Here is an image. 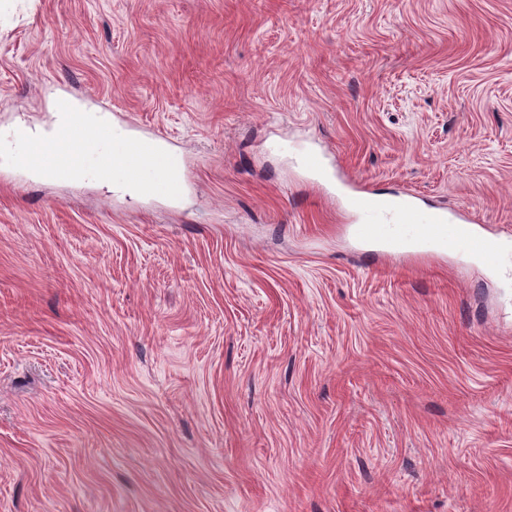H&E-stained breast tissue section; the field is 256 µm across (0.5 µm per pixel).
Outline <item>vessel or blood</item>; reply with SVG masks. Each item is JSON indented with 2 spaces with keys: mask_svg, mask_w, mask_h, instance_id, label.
Listing matches in <instances>:
<instances>
[{
  "mask_svg": "<svg viewBox=\"0 0 512 512\" xmlns=\"http://www.w3.org/2000/svg\"><path fill=\"white\" fill-rule=\"evenodd\" d=\"M58 130L70 142L60 150L30 138L21 127L0 134V150L18 167L46 175L71 172L111 181L122 192L175 198L183 184L177 157L154 136L134 138L123 123L105 112L80 109L68 96L55 100ZM272 150L291 156L303 169L324 174L323 154L297 141H275ZM349 231L356 240L374 241L387 253L454 252L468 259L512 262V241L482 234L459 211L421 205L410 194L386 198L364 190L350 197Z\"/></svg>",
  "mask_w": 512,
  "mask_h": 512,
  "instance_id": "1",
  "label": "vessel or blood"
}]
</instances>
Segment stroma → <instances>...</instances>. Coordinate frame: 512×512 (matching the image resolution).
<instances>
[{
    "mask_svg": "<svg viewBox=\"0 0 512 512\" xmlns=\"http://www.w3.org/2000/svg\"><path fill=\"white\" fill-rule=\"evenodd\" d=\"M61 94L186 190L0 154V512H512V266L336 190L512 239V0H0V132ZM270 148L276 152L292 156L299 166L316 175H323L325 172V159L323 154L301 144L299 141H275ZM349 231L387 253L454 252L468 259L512 262V241L482 234L460 211L423 206L411 194L386 198L353 188Z\"/></svg>",
    "mask_w": 512,
    "mask_h": 512,
    "instance_id": "obj_1",
    "label": "stroma"
}]
</instances>
